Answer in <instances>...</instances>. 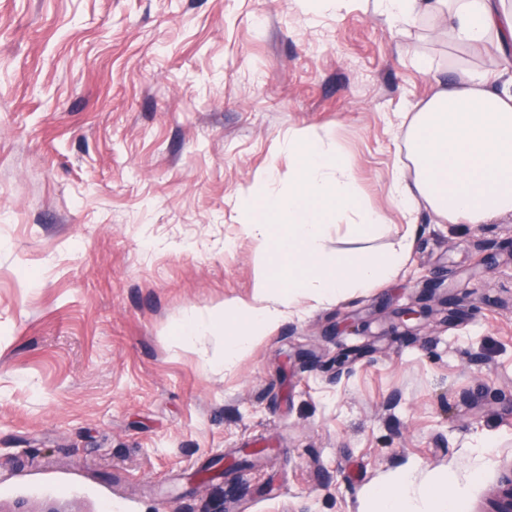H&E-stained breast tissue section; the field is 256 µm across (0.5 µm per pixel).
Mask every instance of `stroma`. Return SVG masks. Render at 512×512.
<instances>
[{"mask_svg":"<svg viewBox=\"0 0 512 512\" xmlns=\"http://www.w3.org/2000/svg\"><path fill=\"white\" fill-rule=\"evenodd\" d=\"M501 57L370 0H0V512H365L406 469L485 512L512 465L511 218L420 208L397 277L301 302L228 368L173 330L250 299L237 202L291 131L338 133L389 220L327 248L384 252L417 106ZM433 287L441 316L400 322Z\"/></svg>","mask_w":512,"mask_h":512,"instance_id":"stroma-1","label":"stroma"}]
</instances>
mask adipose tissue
<instances>
[{
	"instance_id": "1",
	"label": "adipose tissue",
	"mask_w": 512,
	"mask_h": 512,
	"mask_svg": "<svg viewBox=\"0 0 512 512\" xmlns=\"http://www.w3.org/2000/svg\"><path fill=\"white\" fill-rule=\"evenodd\" d=\"M381 16L411 25L429 18L462 47L491 39L512 41V8L504 0H376ZM409 168H396L391 194L407 217L430 208L451 224H488L512 215V68L496 77L463 71L419 107L405 132ZM293 167L257 172L239 198L245 235L263 256L248 301H231L182 322L177 339L190 346L204 334L224 338V363L233 365L276 330L299 300L338 301L381 286L405 265L415 235L384 254L329 252L330 225L368 239L388 223L367 205L349 163L331 138L309 130L288 135ZM464 493L445 477L421 485L411 474L369 492L371 512H455Z\"/></svg>"
}]
</instances>
